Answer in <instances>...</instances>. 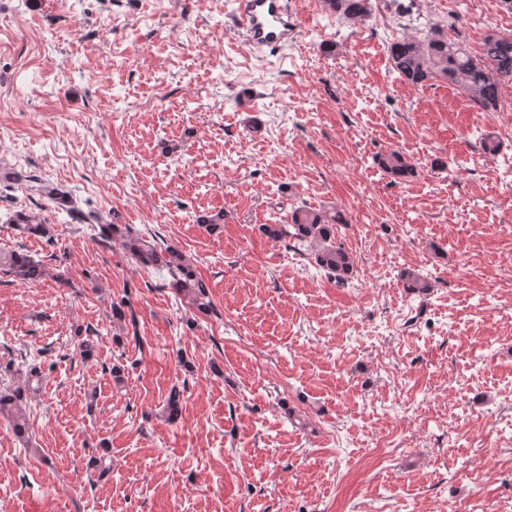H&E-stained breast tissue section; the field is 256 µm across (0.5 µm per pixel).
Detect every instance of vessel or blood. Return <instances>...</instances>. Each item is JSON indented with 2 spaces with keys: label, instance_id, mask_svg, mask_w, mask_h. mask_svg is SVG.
<instances>
[{
  "label": "vessel or blood",
  "instance_id": "b4317fda",
  "mask_svg": "<svg viewBox=\"0 0 512 512\" xmlns=\"http://www.w3.org/2000/svg\"><path fill=\"white\" fill-rule=\"evenodd\" d=\"M232 22L246 43L259 51L282 52L298 33L289 0H237Z\"/></svg>",
  "mask_w": 512,
  "mask_h": 512
}]
</instances>
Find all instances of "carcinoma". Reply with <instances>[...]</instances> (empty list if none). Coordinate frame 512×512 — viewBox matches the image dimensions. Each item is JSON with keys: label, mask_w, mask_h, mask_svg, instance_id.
Returning a JSON list of instances; mask_svg holds the SVG:
<instances>
[{"label": "carcinoma", "mask_w": 512, "mask_h": 512, "mask_svg": "<svg viewBox=\"0 0 512 512\" xmlns=\"http://www.w3.org/2000/svg\"><path fill=\"white\" fill-rule=\"evenodd\" d=\"M325 8L355 23L365 22L371 15V0H323ZM394 70L406 81L418 85L427 80L443 79L459 88L479 110L497 112L504 87L512 85V35L488 34L476 52L465 45L449 40L441 31H432L424 37L404 36L390 46ZM379 165L390 175L403 180L412 174V166L398 151H390L379 157ZM87 223L94 224L100 241L114 243L126 257L143 268L167 269L168 286L187 301L198 314H217L209 287L197 275L194 263L181 250L162 246L154 235H146L127 224H98L86 216ZM9 223L20 233L33 236L46 234V226L37 217L23 211L13 213ZM348 219L339 210L301 206L294 209L286 224H263L260 231L277 241L285 238L308 243L313 248L315 263L339 281L345 280L353 268L350 253L333 244L336 225L346 224ZM0 271L15 279L29 283L48 274L45 265L22 252H0ZM127 301L120 298L110 305L112 318L128 321L136 326L134 312H126ZM44 371L31 367L24 378L6 391H0V414L8 416L13 433L20 439L29 432L27 416L28 400L39 391ZM183 393L170 391L163 412L174 421L181 413Z\"/></svg>", "instance_id": "obj_1"}]
</instances>
